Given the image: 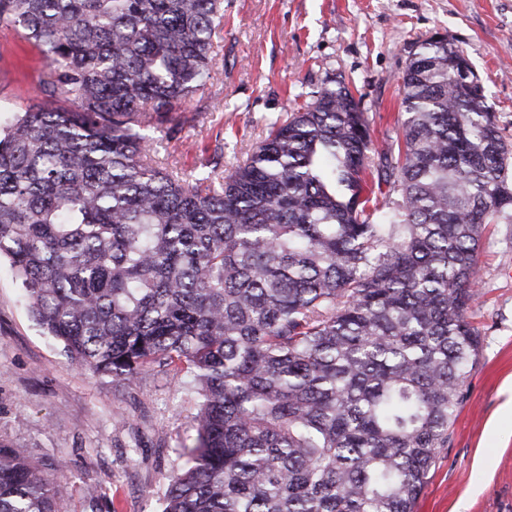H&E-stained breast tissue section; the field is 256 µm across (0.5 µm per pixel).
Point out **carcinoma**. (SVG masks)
Masks as SVG:
<instances>
[{"label": "carcinoma", "mask_w": 512, "mask_h": 512, "mask_svg": "<svg viewBox=\"0 0 512 512\" xmlns=\"http://www.w3.org/2000/svg\"><path fill=\"white\" fill-rule=\"evenodd\" d=\"M224 0H0L46 58L0 132V256L84 369L188 363L189 465L163 512H415L482 347L467 317L487 224H512V145L464 51L402 73L376 151L343 84L219 180L156 166L142 131L216 64ZM0 445V512H57Z\"/></svg>", "instance_id": "1"}]
</instances>
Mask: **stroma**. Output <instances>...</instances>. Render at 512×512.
Returning a JSON list of instances; mask_svg holds the SVG:
<instances>
[{"mask_svg":"<svg viewBox=\"0 0 512 512\" xmlns=\"http://www.w3.org/2000/svg\"><path fill=\"white\" fill-rule=\"evenodd\" d=\"M438 35L464 51L512 134V0H224L217 65L175 133L146 130L153 159L199 178L220 151L232 168L327 78L356 90L383 149L396 136L405 65ZM45 64L0 27L1 123L37 107L32 88ZM480 264L469 313L483 348L416 512H512V429L501 413L512 390V224L490 226ZM23 293L9 260L0 261V444L41 464L68 462L54 483L58 512H92L100 490L117 512H162L169 479L186 462L182 448L196 436L191 369L153 365L129 383L92 374L43 333Z\"/></svg>","mask_w":512,"mask_h":512,"instance_id":"stroma-1","label":"stroma"}]
</instances>
